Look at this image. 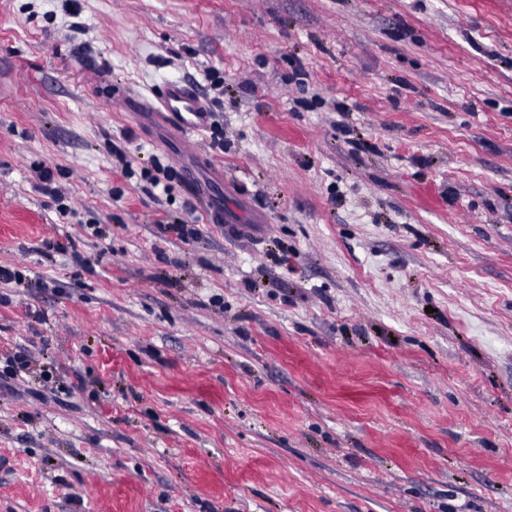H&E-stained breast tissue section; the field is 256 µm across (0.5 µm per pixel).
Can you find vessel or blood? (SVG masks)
<instances>
[{"mask_svg": "<svg viewBox=\"0 0 512 512\" xmlns=\"http://www.w3.org/2000/svg\"><path fill=\"white\" fill-rule=\"evenodd\" d=\"M112 96L135 102L139 112L150 114L159 126L176 131L188 144L212 122L213 111L206 97L197 85L185 80L166 82L153 90L148 98L138 97L125 88L113 89ZM223 175V169L213 168L205 172L197 165L187 166L182 171L184 183L191 188L212 224L223 223L224 212L211 204L210 180Z\"/></svg>", "mask_w": 512, "mask_h": 512, "instance_id": "b4317fda", "label": "vessel or blood"}]
</instances>
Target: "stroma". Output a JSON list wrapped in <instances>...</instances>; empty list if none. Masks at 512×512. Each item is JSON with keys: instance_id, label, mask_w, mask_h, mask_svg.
Listing matches in <instances>:
<instances>
[{"instance_id": "obj_1", "label": "stroma", "mask_w": 512, "mask_h": 512, "mask_svg": "<svg viewBox=\"0 0 512 512\" xmlns=\"http://www.w3.org/2000/svg\"><path fill=\"white\" fill-rule=\"evenodd\" d=\"M1 267L0 512H512V0H0ZM114 99L133 101L139 112L150 114L156 123L176 131L185 144L206 131L213 111L200 88L188 81H169L153 90L152 97L141 98L128 89L113 88ZM153 167L156 174H153L148 168H144L140 171V177L148 180L154 188L162 185V193L168 195L172 189V185L170 184L171 180L179 177V175L168 165H163L159 159L154 162ZM161 174L163 175L164 180L168 183L162 182L161 177L158 176ZM214 177L223 179L224 182L223 168L210 169L207 178L202 175V168L198 165L186 166L182 171L184 183L191 188L195 198L202 205L203 212L205 213L209 224H223L224 210L210 205L212 200L210 180H214ZM37 172V179L41 183V187L43 190L52 196L57 204V210L60 213V215L64 218H68L69 214L75 215L76 212L72 210L71 207H69L67 204H64L62 201L64 199V196L62 194V191L59 189L58 186L55 185L53 172L50 168L45 166H40L36 168Z\"/></svg>"}]
</instances>
